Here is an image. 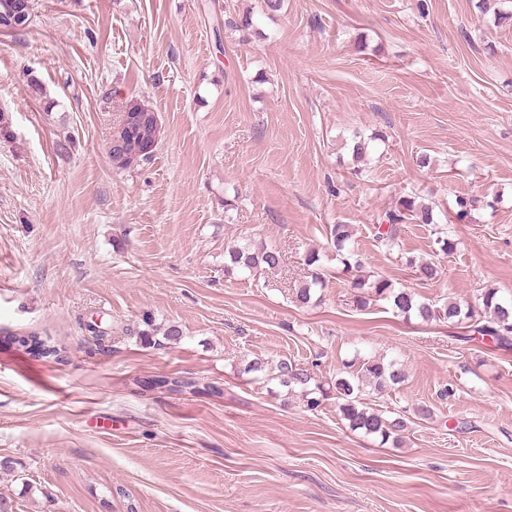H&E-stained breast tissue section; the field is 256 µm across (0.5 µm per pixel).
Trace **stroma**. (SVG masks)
Wrapping results in <instances>:
<instances>
[{
    "label": "stroma",
    "mask_w": 512,
    "mask_h": 512,
    "mask_svg": "<svg viewBox=\"0 0 512 512\" xmlns=\"http://www.w3.org/2000/svg\"><path fill=\"white\" fill-rule=\"evenodd\" d=\"M33 0L0 34V498L12 512H512V346L447 321L357 310L356 277L439 302L512 295V0ZM252 13L245 36L224 21ZM148 100L153 158L114 168L128 97ZM378 134L355 162L354 134ZM431 164H417L420 155ZM434 206L394 248L375 233L400 198ZM332 224L361 265L342 272ZM455 247L430 284L409 259ZM279 267L224 273V248ZM328 273L294 290L303 258ZM177 344L139 342L147 323ZM37 335L59 356L20 346ZM370 356L402 383L401 446L351 431L335 399L282 401L260 359L327 382ZM177 373L224 388L140 394ZM431 408L420 417L417 406ZM320 256L316 251H309L303 258V264L307 267V276L304 281L295 288L296 301L302 305H309L315 292V288H324L326 277L322 266L319 264Z\"/></svg>",
    "instance_id": "35a3bbf8"
}]
</instances>
